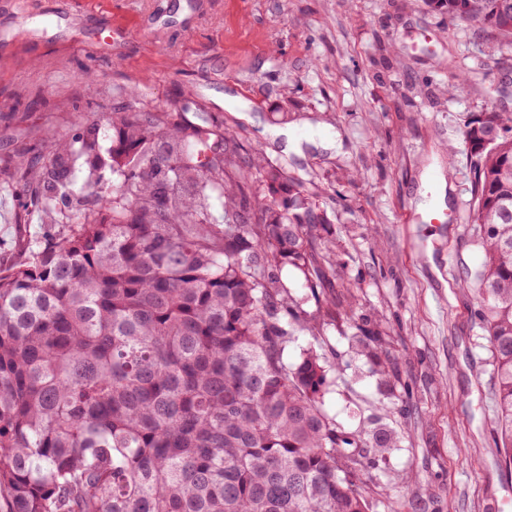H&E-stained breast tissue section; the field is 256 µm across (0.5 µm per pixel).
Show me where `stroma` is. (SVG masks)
Returning a JSON list of instances; mask_svg holds the SVG:
<instances>
[{
	"label": "stroma",
	"instance_id": "obj_1",
	"mask_svg": "<svg viewBox=\"0 0 512 512\" xmlns=\"http://www.w3.org/2000/svg\"><path fill=\"white\" fill-rule=\"evenodd\" d=\"M462 74L465 92L449 95ZM133 96L169 121L230 130L243 161L310 180L354 311L392 327L387 361L412 390L380 398L372 361L333 330L286 349L291 362L309 347L350 359L325 410L398 430L363 481L404 485L406 512H512L489 343L462 286L481 257L465 124L490 103L512 112V50L488 57L477 26L423 0H0V267L60 231L28 221L19 168L48 163L90 103ZM274 128L298 149L271 142ZM435 172L451 222L401 223L426 213Z\"/></svg>",
	"mask_w": 512,
	"mask_h": 512
}]
</instances>
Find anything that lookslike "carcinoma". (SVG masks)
I'll use <instances>...</instances> for the list:
<instances>
[{
  "mask_svg": "<svg viewBox=\"0 0 512 512\" xmlns=\"http://www.w3.org/2000/svg\"><path fill=\"white\" fill-rule=\"evenodd\" d=\"M424 2L488 32V54L512 48V0ZM212 136L137 106L104 108L20 175L50 224L76 165L100 202L73 193L58 237L0 269V512H401L360 477L364 449L377 466L397 433L340 426L322 405L324 357L283 358L295 336L353 311L326 275L338 255L324 215L304 182L237 161L227 132L219 154ZM466 137L481 259L464 284L512 471V113L485 108ZM261 172L272 200L259 205ZM287 266L305 294L283 283ZM353 327L354 354L390 387L380 320Z\"/></svg>",
  "mask_w": 512,
  "mask_h": 512,
  "instance_id": "carcinoma-1",
  "label": "carcinoma"
}]
</instances>
